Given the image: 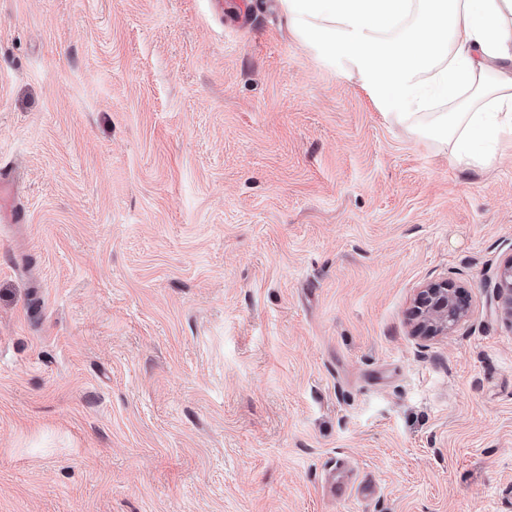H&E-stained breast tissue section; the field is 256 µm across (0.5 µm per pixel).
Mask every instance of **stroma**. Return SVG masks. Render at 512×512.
<instances>
[{"instance_id": "stroma-1", "label": "stroma", "mask_w": 512, "mask_h": 512, "mask_svg": "<svg viewBox=\"0 0 512 512\" xmlns=\"http://www.w3.org/2000/svg\"><path fill=\"white\" fill-rule=\"evenodd\" d=\"M240 2L0 0V512H512V152ZM441 281L467 317L415 336ZM13 178L8 170L3 168L0 172V221L20 223L24 214L14 203ZM493 288L501 315L512 325V258L500 267Z\"/></svg>"}]
</instances>
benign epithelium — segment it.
Masks as SVG:
<instances>
[{
	"label": "benign epithelium",
	"instance_id": "benign-epithelium-1",
	"mask_svg": "<svg viewBox=\"0 0 512 512\" xmlns=\"http://www.w3.org/2000/svg\"><path fill=\"white\" fill-rule=\"evenodd\" d=\"M494 290L501 315L512 324V258L500 267ZM417 303V333L446 335L466 317L469 295L465 287H454L444 281L421 288Z\"/></svg>",
	"mask_w": 512,
	"mask_h": 512
}]
</instances>
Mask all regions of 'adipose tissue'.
Segmentation results:
<instances>
[{
    "label": "adipose tissue",
    "mask_w": 512,
    "mask_h": 512,
    "mask_svg": "<svg viewBox=\"0 0 512 512\" xmlns=\"http://www.w3.org/2000/svg\"><path fill=\"white\" fill-rule=\"evenodd\" d=\"M291 32L346 61L374 102L468 167L512 141V0H279ZM449 111L434 112V100Z\"/></svg>",
    "instance_id": "adipose-tissue-1"
}]
</instances>
